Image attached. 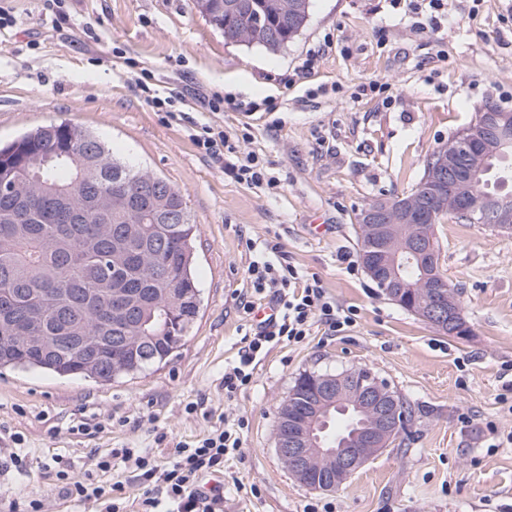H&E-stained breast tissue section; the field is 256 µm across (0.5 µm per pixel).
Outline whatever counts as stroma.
Masks as SVG:
<instances>
[{"instance_id":"obj_1","label":"stroma","mask_w":512,"mask_h":512,"mask_svg":"<svg viewBox=\"0 0 512 512\" xmlns=\"http://www.w3.org/2000/svg\"><path fill=\"white\" fill-rule=\"evenodd\" d=\"M0 17V141L67 121L185 196L198 226L199 318L166 365L100 385L0 372V427L26 440L22 469L0 459V493L44 499L49 512H95L42 480L60 453L82 472L92 451L148 448L169 456L210 427L191 402L249 421L242 458L224 464V512H512V418L497 396L512 380V234L484 224L435 225L443 269L471 334L438 331L379 295L357 258L356 216L409 191L428 156L493 102L512 111V0H447L449 23L416 29L390 0H311L301 34L271 52L225 38L192 0H7ZM311 69H302L306 58ZM170 98L148 104L143 72ZM379 83L369 91L370 83ZM270 99L273 112L208 111L201 97ZM179 113L176 121L168 112ZM244 133L241 149L272 163L269 192L238 182L205 154L201 124ZM279 243L287 260L356 307L355 329L272 349L233 400L221 386L245 326L235 299L250 261L242 240ZM370 369L414 409L407 435L334 492L299 484L275 452V415L303 372ZM96 417L89 439L72 425ZM165 434L157 442V434ZM262 488L252 497L251 484Z\"/></svg>"}]
</instances>
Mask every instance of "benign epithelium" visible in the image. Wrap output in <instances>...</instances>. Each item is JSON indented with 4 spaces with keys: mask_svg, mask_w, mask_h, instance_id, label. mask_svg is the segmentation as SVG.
<instances>
[{
    "mask_svg": "<svg viewBox=\"0 0 512 512\" xmlns=\"http://www.w3.org/2000/svg\"><path fill=\"white\" fill-rule=\"evenodd\" d=\"M512 145V113L488 103L465 129L452 139L431 165L436 187L435 208L418 196L380 198L359 214L361 263L367 276L386 295L399 302L407 298L403 270L417 272L416 303L422 318L433 328L466 335L463 308L435 263L431 228L435 214L462 213L479 224H511L512 192L503 187L496 194L473 198L470 186L482 174L491 153ZM321 395L301 418L289 420L276 411V454L302 485L315 491L339 489L397 438L402 419L401 403L392 389L361 370L345 371L320 379ZM344 410L358 420L350 435H338L326 447L325 417ZM322 470L327 480L311 484L313 472Z\"/></svg>",
    "mask_w": 512,
    "mask_h": 512,
    "instance_id": "1",
    "label": "benign epithelium"
}]
</instances>
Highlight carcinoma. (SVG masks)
<instances>
[{
    "label": "carcinoma",
    "instance_id": "obj_1",
    "mask_svg": "<svg viewBox=\"0 0 512 512\" xmlns=\"http://www.w3.org/2000/svg\"><path fill=\"white\" fill-rule=\"evenodd\" d=\"M210 0L205 18L234 42L277 51L305 27L284 0ZM260 15L268 27L258 31ZM475 195L512 173V146ZM0 369L45 371L107 384L168 361L199 315L197 225L155 210L181 192L118 160L96 134L67 121L0 145ZM90 195L104 203L86 207Z\"/></svg>",
    "mask_w": 512,
    "mask_h": 512
}]
</instances>
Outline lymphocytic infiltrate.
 I'll list each match as a JSON object with an SVG mask.
<instances>
[{"instance_id":"f902f5d3","label":"lymphocytic infiltrate","mask_w":512,"mask_h":512,"mask_svg":"<svg viewBox=\"0 0 512 512\" xmlns=\"http://www.w3.org/2000/svg\"><path fill=\"white\" fill-rule=\"evenodd\" d=\"M193 140L207 153L224 152L227 168L238 181L277 190L279 180L270 174L268 161L257 153L242 152L237 134L204 125ZM244 247L250 255L249 287L236 299L238 312L242 320H249L260 297L273 302L275 313L245 331L237 361L225 367L223 387L228 399L253 384L258 363L271 349L302 344L318 327L329 337L345 335L358 318L354 308L336 303L317 275L304 274L281 260L280 244L248 238ZM247 428L245 418L221 416L193 443H177L167 459L138 448H112L94 453L92 469L80 475L72 472L64 456L55 454L42 464L41 477L66 499L95 503L98 512H130L124 482L108 478L117 459L141 490L139 512H224L223 493L203 491L200 482L206 476H223L224 462L240 454Z\"/></svg>"}]
</instances>
